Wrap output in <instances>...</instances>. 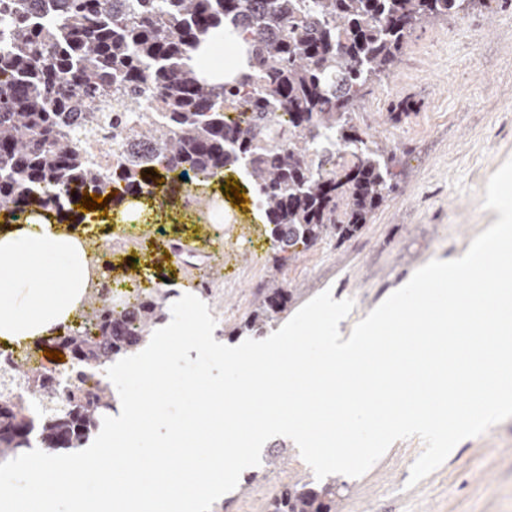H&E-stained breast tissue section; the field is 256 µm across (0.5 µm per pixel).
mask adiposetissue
Here are the masks:
<instances>
[{"label":"adipose tissue","instance_id":"ef3b65f1","mask_svg":"<svg viewBox=\"0 0 512 512\" xmlns=\"http://www.w3.org/2000/svg\"><path fill=\"white\" fill-rule=\"evenodd\" d=\"M105 263L85 226L63 227L56 217L29 214L0 226V343L34 344L75 326Z\"/></svg>","mask_w":512,"mask_h":512}]
</instances>
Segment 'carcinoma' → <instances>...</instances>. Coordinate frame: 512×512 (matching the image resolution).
Wrapping results in <instances>:
<instances>
[{"mask_svg": "<svg viewBox=\"0 0 512 512\" xmlns=\"http://www.w3.org/2000/svg\"><path fill=\"white\" fill-rule=\"evenodd\" d=\"M474 0H0V209L12 218L43 209L64 220L84 196L116 191L113 201L146 197L162 208L182 185H207L224 171L254 187L279 272L334 238L354 236L387 201L398 146L369 136L356 103L398 63L412 30ZM243 37L250 71L214 84L189 61L202 36L225 25ZM110 97L120 134L150 148L112 166L105 177L74 132V119L99 124L102 112L73 111L79 99ZM158 102L153 119L141 100ZM228 109H245L237 122ZM288 114V138L278 113ZM177 176H171V173ZM78 199H73V196ZM169 288L117 307L98 292L77 327L63 335L84 353L60 391L48 371L16 362L0 375V463L30 448H83L116 397L100 385L84 392V369L139 352L167 319ZM294 290L272 276L255 292L234 336L264 335L288 311ZM41 412H31L32 402ZM336 480L298 478L282 486L269 512H336Z\"/></svg>", "mask_w": 512, "mask_h": 512, "instance_id": "obj_1", "label": "carcinoma"}]
</instances>
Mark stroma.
I'll list each match as a JSON object with an SVG mask.
<instances>
[{"label": "stroma", "mask_w": 512, "mask_h": 512, "mask_svg": "<svg viewBox=\"0 0 512 512\" xmlns=\"http://www.w3.org/2000/svg\"><path fill=\"white\" fill-rule=\"evenodd\" d=\"M414 104L392 122L391 102ZM371 133L399 147L396 187L369 224L348 240L325 241L300 253L282 277L299 289L298 304L324 290L355 307L341 330L364 319L427 262L470 246L495 221L482 206L488 178L512 158V0H477L467 12L416 28L392 74L359 103ZM251 241L225 258L223 240L207 243V261L187 270L176 259L163 271L177 292L212 288L206 301L220 341L231 331L273 270L272 243L258 212L243 215ZM424 445L395 442L363 476L344 477L337 512H512V418L469 439L408 487L410 467ZM298 449L267 477L223 495L224 512H267L281 486L312 476Z\"/></svg>", "instance_id": "35a3bbf8"}]
</instances>
